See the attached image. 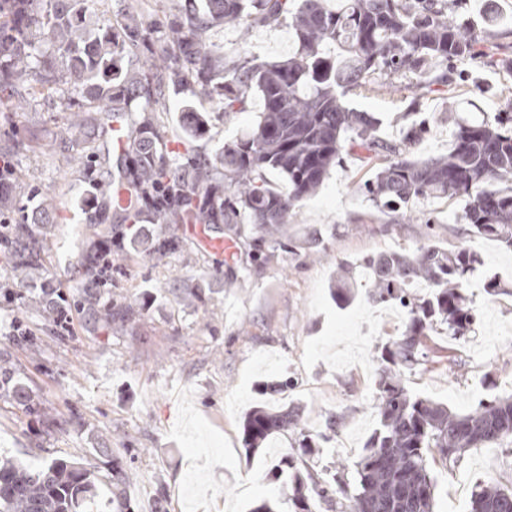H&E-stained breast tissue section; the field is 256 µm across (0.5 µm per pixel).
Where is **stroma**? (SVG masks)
<instances>
[{"label":"stroma","instance_id":"35a3bbf8","mask_svg":"<svg viewBox=\"0 0 512 512\" xmlns=\"http://www.w3.org/2000/svg\"><path fill=\"white\" fill-rule=\"evenodd\" d=\"M209 42L223 55L244 52L265 61L293 50L284 24L246 33L220 26ZM483 48L489 59L462 64L442 94L422 99L428 132L418 156L447 154L462 113L512 105V31H487ZM348 101L377 113L381 138L400 136L399 114L408 105L402 92L382 88ZM259 109L254 95L246 111L213 113L211 136L195 142L194 151L208 153L232 140ZM17 165L25 187L55 196L59 215H69L74 177L64 173L61 156L37 150ZM374 171L361 154L345 155L320 190L290 214L282 238L292 251H275L263 262L254 260L249 239L231 238L228 254L216 260L184 225L142 221V237L156 240L165 229L180 247L160 261L145 245L113 251L112 281L96 295L102 304L137 302L141 314L127 325L105 326L78 294L71 330L45 324L37 312L41 287H13L8 266L0 264V325L17 321L32 335L28 343L0 335V361L13 371L12 388L0 389V458L36 464L81 457L102 474L120 460L132 472L126 492L133 512H188L193 502L200 512H251L274 495L266 472L285 442L246 455L243 420L271 400L298 406L313 432L329 414H341V431L353 434L355 445L331 448L329 458L352 464L377 424L372 355L402 327L368 336V329L383 324L385 310L368 304L362 287L351 305L338 307L330 294L338 263L381 251L411 252L433 238L449 249L480 253L483 264L466 290L479 319L466 336H434L451 358L412 371L411 389L461 413L479 400L512 393V341L501 334L503 324L512 323V249L473 236L458 198L420 201L408 212L375 210L362 191ZM492 276L502 283L495 296L483 291ZM191 284L198 298L176 305ZM264 380H287L291 387L270 398L259 390ZM433 471L435 512H468L476 483L512 478V439L470 449L452 465L436 462ZM159 485L165 488L160 503L154 499Z\"/></svg>","mask_w":512,"mask_h":512}]
</instances>
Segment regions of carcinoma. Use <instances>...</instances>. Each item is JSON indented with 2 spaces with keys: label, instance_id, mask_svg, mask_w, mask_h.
Segmentation results:
<instances>
[{
  "label": "carcinoma",
  "instance_id": "cac0c4a2",
  "mask_svg": "<svg viewBox=\"0 0 512 512\" xmlns=\"http://www.w3.org/2000/svg\"><path fill=\"white\" fill-rule=\"evenodd\" d=\"M90 0H0V107L6 113L45 92L59 99L64 132L56 151L78 162L84 183L77 244L87 272L111 267L116 226L150 218L155 224H231L234 234L252 236L255 259L265 261L266 244L279 239L294 207L314 193L343 152L380 160L363 184L377 209H402L435 197L465 200L463 219L471 231L512 248V113L456 121L446 156L416 159L426 133L416 113L397 140L377 134L379 119L347 102L371 86L436 93L448 86V64L484 54L482 38L462 17L463 0H168L173 19L145 21L126 5L92 27ZM288 22L295 49L288 58L266 62L254 56L227 61L207 42L218 26L249 30ZM146 51L138 69L126 61ZM216 110L246 111L249 93L262 109L254 125L211 154L171 146L154 119V106L188 85ZM186 138L207 132V112L182 108ZM126 126L123 154L112 151V119ZM42 131L12 132L4 144L0 224L11 277L20 288L48 279L41 251L61 223L53 199L42 195L29 208L13 190L11 158L40 144ZM275 172L288 182L279 191L267 180ZM176 248L171 236L157 239L160 259ZM482 264L470 248L448 250L427 243L413 252H380L340 262L331 289L339 305L354 299L359 278L373 305L406 309L400 335L377 348L372 392L377 427L362 446L353 481L336 466L320 469L325 445L342 427L330 414L325 431L313 434L297 408L255 407L246 415V455L278 437L288 448L272 481L288 476L284 492L293 512H433L436 481L431 464L453 463L471 448L512 438V395L494 396L459 413L415 393L407 374L430 360L434 333L463 336L476 314L463 293ZM424 288L423 295L413 289ZM67 302L43 291L38 312L53 320ZM130 305L103 306L104 324L131 321ZM130 473L121 461L104 477L87 464L56 458L32 465L0 463V512H89L97 487L108 489L107 512H132L125 488ZM469 512H512V487L489 481L475 485Z\"/></svg>",
  "mask_w": 512,
  "mask_h": 512
}]
</instances>
